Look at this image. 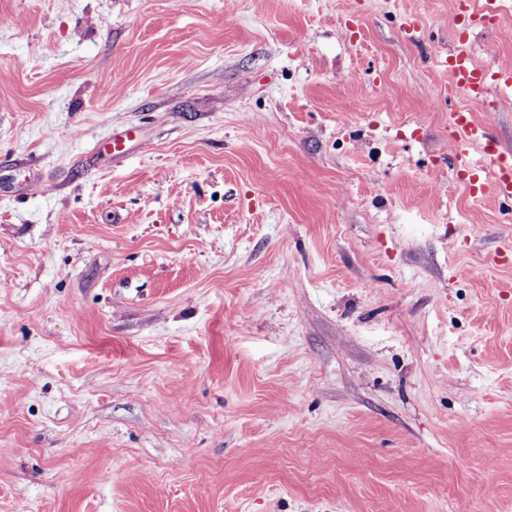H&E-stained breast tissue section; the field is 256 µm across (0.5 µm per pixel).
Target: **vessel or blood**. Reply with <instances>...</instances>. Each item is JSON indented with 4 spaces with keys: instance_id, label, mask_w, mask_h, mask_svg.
<instances>
[{
    "instance_id": "vessel-or-blood-1",
    "label": "vessel or blood",
    "mask_w": 512,
    "mask_h": 512,
    "mask_svg": "<svg viewBox=\"0 0 512 512\" xmlns=\"http://www.w3.org/2000/svg\"><path fill=\"white\" fill-rule=\"evenodd\" d=\"M503 4L504 0H481L480 6L459 8L463 30L488 27L503 12ZM443 65L448 69L451 81L441 88V96L454 98L461 95L469 102L468 107L456 109L451 114L449 146L459 174L474 197L511 199L512 164L495 150L488 129L473 120L471 108L487 104L494 97H512V65L480 66L464 52L446 56ZM477 145L484 148V164L479 168L470 163L471 150Z\"/></svg>"
}]
</instances>
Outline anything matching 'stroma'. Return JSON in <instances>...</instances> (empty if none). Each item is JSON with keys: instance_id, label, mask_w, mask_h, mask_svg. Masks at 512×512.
<instances>
[{"instance_id": "35a3bbf8", "label": "stroma", "mask_w": 512, "mask_h": 512, "mask_svg": "<svg viewBox=\"0 0 512 512\" xmlns=\"http://www.w3.org/2000/svg\"><path fill=\"white\" fill-rule=\"evenodd\" d=\"M1 16L0 512H512V207L439 96L512 11ZM473 114L512 161V99ZM480 2V6L468 8H463L460 1L453 2L457 6L463 33L488 27L499 17V14L505 11L504 0H482ZM450 115L451 158L466 181L470 194L476 198L511 199L512 164L505 162L502 154L495 150L488 129L473 120L472 111L468 108H457ZM482 144L484 164L476 168L470 164L471 150Z\"/></svg>"}]
</instances>
